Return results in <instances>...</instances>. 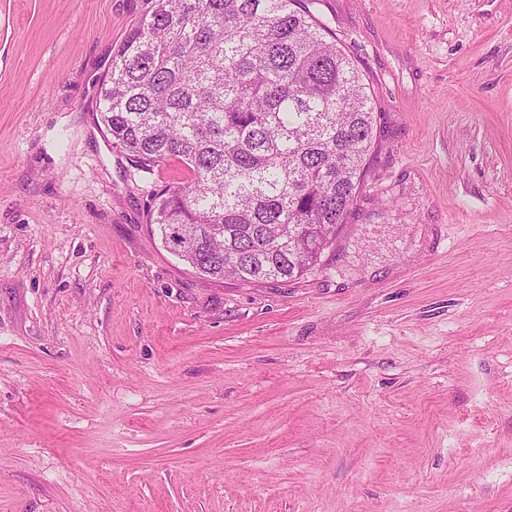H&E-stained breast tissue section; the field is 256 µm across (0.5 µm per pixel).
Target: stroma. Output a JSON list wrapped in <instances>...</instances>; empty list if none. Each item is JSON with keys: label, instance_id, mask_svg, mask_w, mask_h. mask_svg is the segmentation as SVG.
<instances>
[{"label": "stroma", "instance_id": "35a3bbf8", "mask_svg": "<svg viewBox=\"0 0 512 512\" xmlns=\"http://www.w3.org/2000/svg\"><path fill=\"white\" fill-rule=\"evenodd\" d=\"M369 85L319 269L164 247L99 89L151 0H0V512H512V0H309Z\"/></svg>", "mask_w": 512, "mask_h": 512}]
</instances>
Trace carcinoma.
Returning <instances> with one entry per match:
<instances>
[{
    "instance_id": "1",
    "label": "carcinoma",
    "mask_w": 512,
    "mask_h": 512,
    "mask_svg": "<svg viewBox=\"0 0 512 512\" xmlns=\"http://www.w3.org/2000/svg\"><path fill=\"white\" fill-rule=\"evenodd\" d=\"M100 122L153 196L163 244L209 280H296L357 205L372 98L303 0H154L112 59Z\"/></svg>"
}]
</instances>
